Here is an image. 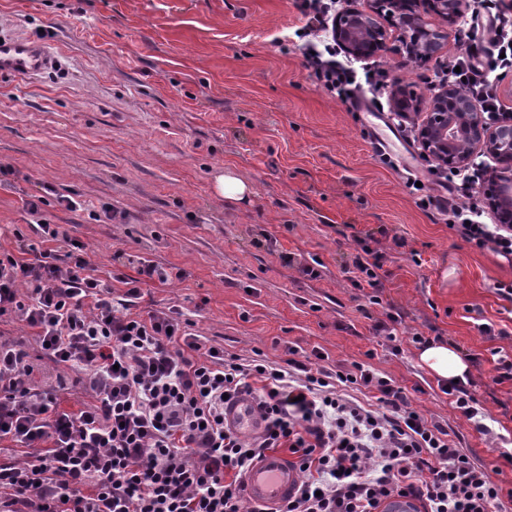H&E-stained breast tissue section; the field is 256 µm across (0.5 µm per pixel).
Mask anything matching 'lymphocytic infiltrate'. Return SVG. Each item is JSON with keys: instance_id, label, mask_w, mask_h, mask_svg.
I'll use <instances>...</instances> for the list:
<instances>
[{"instance_id": "obj_1", "label": "lymphocytic infiltrate", "mask_w": 512, "mask_h": 512, "mask_svg": "<svg viewBox=\"0 0 512 512\" xmlns=\"http://www.w3.org/2000/svg\"><path fill=\"white\" fill-rule=\"evenodd\" d=\"M494 35L467 47L445 73L487 119L502 107L496 80L512 72V17L496 0H477ZM312 81L346 100L357 83L333 43L306 42ZM455 200L428 193L421 209H438L473 247L512 262V224H488L481 205L488 171L432 165ZM45 250L18 242L0 252V319L33 329L24 341L0 331V512H244L243 476L266 452L287 449L302 475L278 512H378L393 497L423 512H504L512 488V444L494 434L466 384L442 393L484 435H495L488 465L428 421L405 387L371 365L331 369L324 355L278 363L243 359L191 333L175 308L135 313L141 292L120 299L88 272L85 246L38 221ZM383 253L361 242L353 267L380 304ZM25 282L27 293L17 284ZM373 391L376 408L347 399V388ZM251 396L263 422L245 433L228 424L229 400ZM74 409H65V402Z\"/></svg>"}]
</instances>
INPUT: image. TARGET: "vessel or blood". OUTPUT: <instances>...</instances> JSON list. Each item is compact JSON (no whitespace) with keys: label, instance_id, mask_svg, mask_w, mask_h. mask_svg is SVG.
Here are the masks:
<instances>
[{"label":"vessel or blood","instance_id":"obj_1","mask_svg":"<svg viewBox=\"0 0 512 512\" xmlns=\"http://www.w3.org/2000/svg\"><path fill=\"white\" fill-rule=\"evenodd\" d=\"M55 58L48 45L39 40L0 38V76L25 78L43 73ZM226 420L246 432L258 430L262 421L253 401L236 399L226 409ZM245 495L252 503L272 512L273 508L293 493L299 484V474L286 456L268 453L255 462L244 476Z\"/></svg>","mask_w":512,"mask_h":512}]
</instances>
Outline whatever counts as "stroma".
Returning a JSON list of instances; mask_svg holds the SVG:
<instances>
[{"label": "stroma", "instance_id": "obj_1", "mask_svg": "<svg viewBox=\"0 0 512 512\" xmlns=\"http://www.w3.org/2000/svg\"><path fill=\"white\" fill-rule=\"evenodd\" d=\"M303 24L296 0H0V36L50 42L57 57L36 78H0V248L15 250L36 219L62 225L118 296L143 261L171 267L167 284L142 285L137 313L176 307L192 333L246 359L278 361L294 346L321 350L332 369L370 361L491 461L411 337L438 335L469 356L494 431L512 433V383L495 382L493 363L494 351L512 354V302L495 290L512 283V263L417 206L409 169L387 166L352 104L313 83ZM459 31L411 59L391 26L383 51L353 62L414 95L391 135L419 168L418 132ZM224 168L253 185L250 202L214 192ZM32 195L44 199L36 216L23 207ZM370 235L385 253L377 305L348 272ZM391 313L397 354L379 329Z\"/></svg>", "mask_w": 512, "mask_h": 512}]
</instances>
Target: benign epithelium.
I'll return each instance as SVG.
<instances>
[{
	"label": "benign epithelium",
	"instance_id": "1",
	"mask_svg": "<svg viewBox=\"0 0 512 512\" xmlns=\"http://www.w3.org/2000/svg\"><path fill=\"white\" fill-rule=\"evenodd\" d=\"M385 4L386 0H350L349 7L337 16L334 34L347 54L363 57V44L371 36L378 49L385 48L386 31L377 21ZM468 4L469 0H409V10L394 19V26L404 30L408 57L436 53L447 39V27L454 24ZM461 132L468 141L450 166H465L479 150L498 163L492 169L491 180L512 171L511 112L502 113L497 122H488L464 95L454 100L444 90L435 94L433 112L420 130L425 154L439 163L448 161L446 153Z\"/></svg>",
	"mask_w": 512,
	"mask_h": 512
}]
</instances>
